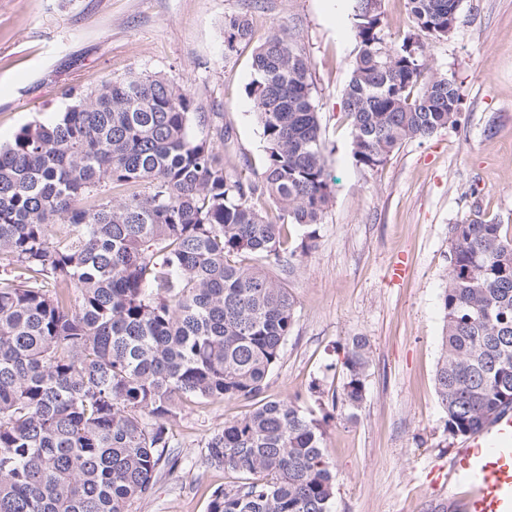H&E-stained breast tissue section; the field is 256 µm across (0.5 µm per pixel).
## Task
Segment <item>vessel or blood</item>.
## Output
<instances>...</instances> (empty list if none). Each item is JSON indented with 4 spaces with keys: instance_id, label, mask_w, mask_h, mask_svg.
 <instances>
[{
    "instance_id": "b4317fda",
    "label": "vessel or blood",
    "mask_w": 512,
    "mask_h": 512,
    "mask_svg": "<svg viewBox=\"0 0 512 512\" xmlns=\"http://www.w3.org/2000/svg\"><path fill=\"white\" fill-rule=\"evenodd\" d=\"M448 480L460 512H512V412L468 436L453 455Z\"/></svg>"
}]
</instances>
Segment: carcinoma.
Wrapping results in <instances>:
<instances>
[{"instance_id":"obj_1","label":"carcinoma","mask_w":512,"mask_h":512,"mask_svg":"<svg viewBox=\"0 0 512 512\" xmlns=\"http://www.w3.org/2000/svg\"><path fill=\"white\" fill-rule=\"evenodd\" d=\"M360 49L345 107L352 158L374 169L457 122L462 95L422 42L384 38L381 0H351ZM417 32L446 38L461 0H408ZM247 16L225 23L232 49ZM246 88L262 172L231 178L189 89L162 75L71 90L48 123L0 147V512H127L169 460L182 400H250L207 440L209 468L241 475L209 512H329L336 474L295 400L264 399L296 317L270 274L311 247L330 201L309 57L278 29ZM124 191L114 200L109 191ZM265 197L271 220L255 207ZM52 224L63 225L53 236ZM303 228L286 251L284 229ZM436 389L448 433L512 408V238L480 218L448 226ZM369 348L351 340L342 391L358 410Z\"/></svg>"}]
</instances>
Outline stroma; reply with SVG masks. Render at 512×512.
<instances>
[{
	"label": "stroma",
	"instance_id": "obj_1",
	"mask_svg": "<svg viewBox=\"0 0 512 512\" xmlns=\"http://www.w3.org/2000/svg\"><path fill=\"white\" fill-rule=\"evenodd\" d=\"M239 14L252 36L228 54L224 20ZM280 28L312 61L331 203L313 248L273 271L296 300V321L265 394L299 398L325 419L330 512H454L443 477L462 440L448 433L435 384L448 227L479 217L512 236V0H462L452 34L426 44L429 64L461 89L460 121L373 170L351 155L344 101L359 45L343 0H0V146L62 111L68 89L161 73L211 114L194 136L227 131L218 152L228 174L256 177L265 148L246 88L256 48ZM401 256L407 273L396 281ZM356 336L368 340L369 366L354 413L331 396ZM250 408L185 403L169 424L175 464L128 512H208L212 492L237 476L205 466L204 442Z\"/></svg>",
	"mask_w": 512,
	"mask_h": 512
}]
</instances>
